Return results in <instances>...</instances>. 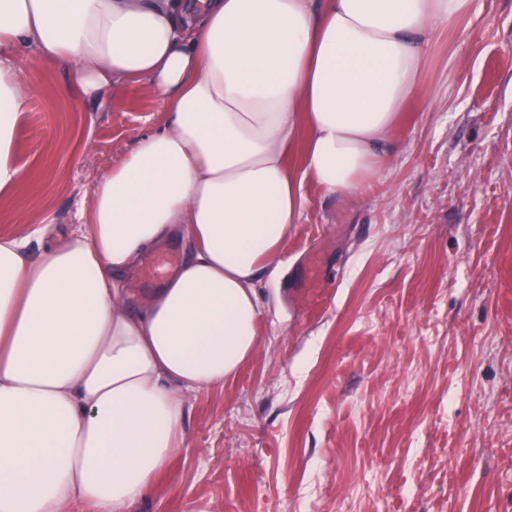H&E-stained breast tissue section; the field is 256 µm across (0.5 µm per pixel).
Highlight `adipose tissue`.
<instances>
[{"label": "adipose tissue", "instance_id": "ef3b65f1", "mask_svg": "<svg viewBox=\"0 0 512 512\" xmlns=\"http://www.w3.org/2000/svg\"><path fill=\"white\" fill-rule=\"evenodd\" d=\"M473 0H0V197L25 174L15 63L67 64L90 99L138 81L168 120L95 183L76 230L0 235V512H129L184 446L189 395L257 345L255 282L303 178L350 197L448 68ZM300 149L302 171L288 163ZM192 249L131 309L127 272Z\"/></svg>", "mask_w": 512, "mask_h": 512}]
</instances>
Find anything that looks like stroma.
Listing matches in <instances>:
<instances>
[{"mask_svg": "<svg viewBox=\"0 0 512 512\" xmlns=\"http://www.w3.org/2000/svg\"><path fill=\"white\" fill-rule=\"evenodd\" d=\"M457 59L350 198L305 207L257 284L252 356L186 400L183 451L130 512H512V0H474ZM32 92L0 234L42 211L72 232L95 182L167 115L140 83L78 100L69 68L17 58ZM327 299L309 304L306 253Z\"/></svg>", "mask_w": 512, "mask_h": 512, "instance_id": "1", "label": "stroma"}]
</instances>
